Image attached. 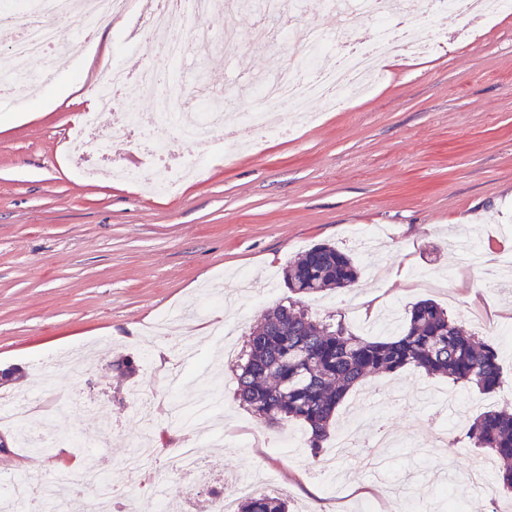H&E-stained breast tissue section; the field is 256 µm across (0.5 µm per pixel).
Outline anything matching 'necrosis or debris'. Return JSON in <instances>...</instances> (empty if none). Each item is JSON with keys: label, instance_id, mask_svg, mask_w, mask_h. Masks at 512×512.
<instances>
[{"label": "necrosis or debris", "instance_id": "4bbe7bcc", "mask_svg": "<svg viewBox=\"0 0 512 512\" xmlns=\"http://www.w3.org/2000/svg\"><path fill=\"white\" fill-rule=\"evenodd\" d=\"M425 5L427 13L451 12L467 20L476 16L488 18L511 9L512 0H425ZM214 6L215 0H153L151 10L133 16L129 13V0H34L19 37L7 52L0 54V93L33 88V75L20 67L29 57L41 58L44 73L56 71L69 51V43L52 25V18L65 19L69 29L86 37L94 25L127 18L124 37L128 44L152 41L163 66L177 67L188 56L204 55L214 44L210 29L202 23ZM317 7L329 14L344 15L347 23L332 34L316 29L288 35V55L255 87V109L236 114L238 123L249 125L257 136L290 133L291 117L301 115L311 101L334 106L356 98L382 79L379 64L383 57L396 50L420 48L407 32L417 14L415 0L403 7L389 4L388 0H318ZM368 18L379 19L380 25L376 39L362 44L354 37V27ZM183 28L189 29V38L178 37V30ZM161 68L149 64L133 75L120 66L110 67L107 87L97 91L96 109L84 114L80 129L73 134V145L100 151L113 130L131 131L146 125L167 130L170 140L187 145L223 134L224 114L232 110L230 102L214 100L202 112L181 109V100L190 89L164 81ZM143 87L156 92L149 119L116 112L117 97L130 96ZM102 112L113 113L112 127L99 126L97 118ZM167 142L148 137L140 141L139 147L152 164L154 182L171 188L197 173L198 165L196 160L173 155ZM88 481L95 482L99 498H114L111 482L99 472L60 476L42 486L41 495L54 502L56 512H75L76 505L83 501L77 487Z\"/></svg>", "mask_w": 512, "mask_h": 512}]
</instances>
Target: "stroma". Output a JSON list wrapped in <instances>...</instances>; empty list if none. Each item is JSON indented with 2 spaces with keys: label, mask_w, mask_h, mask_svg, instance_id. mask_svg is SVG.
I'll return each instance as SVG.
<instances>
[{
  "label": "stroma",
  "mask_w": 512,
  "mask_h": 512,
  "mask_svg": "<svg viewBox=\"0 0 512 512\" xmlns=\"http://www.w3.org/2000/svg\"><path fill=\"white\" fill-rule=\"evenodd\" d=\"M204 23L217 35L234 27L245 42L187 60L173 78L219 92L236 87L243 112L286 51L289 28L336 26L315 0L295 20L216 10ZM415 24L435 49L390 56L385 79L348 110L311 105V120L286 137L258 139L238 126L241 148L231 153L220 137L171 143L172 153L200 165L172 192L91 180L68 158L72 128L88 109L87 75L102 88L108 56L130 72L156 56L148 41L126 47L123 21L104 26L96 43L71 36L69 55L36 97L0 109V367L16 371L0 385V415L8 398L38 401L26 433L55 438L51 453L66 455L72 473L105 471L120 487L112 512H159L164 501L207 508L206 487L191 493L164 475L158 498L147 488L152 475L139 485L125 471L141 439L173 453L169 440L181 427L164 412L172 389L164 368L176 344L186 352L174 389L209 406L194 431L210 476L266 482L293 512H430L436 481L463 512L512 502L499 486L482 493L469 482L466 470L490 456L463 439L480 411L512 403V343L494 333L512 326V265L498 262L512 256V10L478 25L450 13ZM452 237L473 240L487 266L463 263ZM320 243L349 254L360 275L350 290L306 299L313 316H342L360 334L389 305L405 313L432 299L499 353L503 383L490 395L411 369L369 376L347 395L332 428L352 420L370 392L397 442L382 474L341 461L334 479L321 480L308 448L293 459L275 445L304 436L302 425L268 426L234 397V363L252 327L288 301L285 267ZM53 357L58 365L39 377ZM116 357L134 361L136 373L117 376ZM392 391L406 402L384 408ZM443 423L451 427L447 449L422 459L416 441Z\"/></svg>",
  "instance_id": "obj_1"
}]
</instances>
